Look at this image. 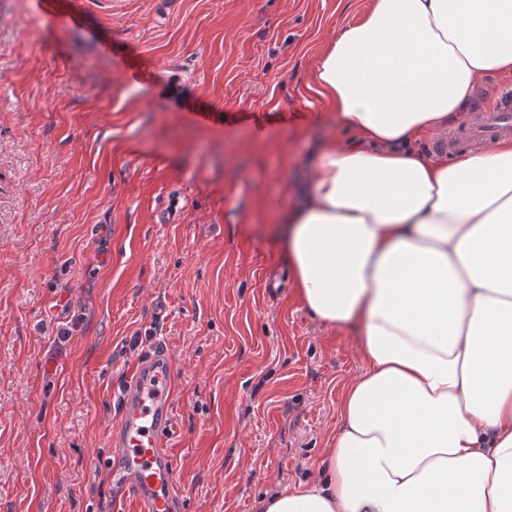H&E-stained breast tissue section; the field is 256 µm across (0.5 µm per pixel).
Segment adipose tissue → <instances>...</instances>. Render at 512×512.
<instances>
[{"mask_svg": "<svg viewBox=\"0 0 512 512\" xmlns=\"http://www.w3.org/2000/svg\"><path fill=\"white\" fill-rule=\"evenodd\" d=\"M491 73L512 75V0H371L319 54L353 138L319 146L275 234L366 368L321 479L263 512H512V140L416 149Z\"/></svg>", "mask_w": 512, "mask_h": 512, "instance_id": "1", "label": "adipose tissue"}]
</instances>
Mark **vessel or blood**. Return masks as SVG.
<instances>
[{
	"label": "vessel or blood",
	"mask_w": 512,
	"mask_h": 512,
	"mask_svg": "<svg viewBox=\"0 0 512 512\" xmlns=\"http://www.w3.org/2000/svg\"><path fill=\"white\" fill-rule=\"evenodd\" d=\"M512 136V96H502L487 111L439 149L458 152L465 145L492 143ZM175 369L168 352L153 350L135 367L119 400L120 420L112 430V459L106 470L116 502L134 499L137 512H178L173 461L167 447L173 423Z\"/></svg>",
	"instance_id": "b4317fda"
}]
</instances>
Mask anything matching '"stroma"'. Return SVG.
I'll use <instances>...</instances> for the list:
<instances>
[{
    "mask_svg": "<svg viewBox=\"0 0 512 512\" xmlns=\"http://www.w3.org/2000/svg\"><path fill=\"white\" fill-rule=\"evenodd\" d=\"M0 0V512H136L104 470L133 337L170 352L181 512L317 478L355 334L271 232L325 140L311 87L370 0Z\"/></svg>",
    "mask_w": 512,
    "mask_h": 512,
    "instance_id": "35a3bbf8",
    "label": "stroma"
}]
</instances>
